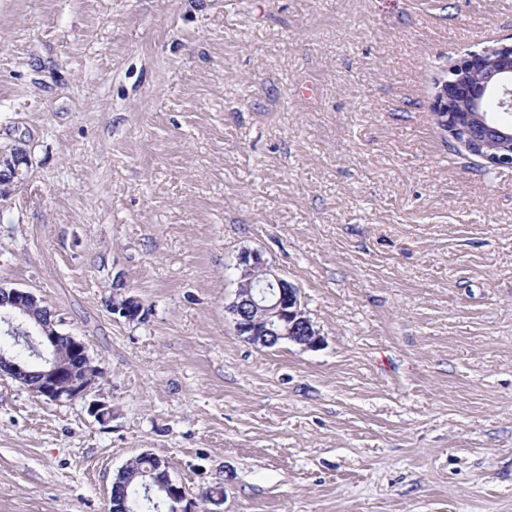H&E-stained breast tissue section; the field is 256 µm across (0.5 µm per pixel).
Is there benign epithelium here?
<instances>
[{"instance_id": "benign-epithelium-1", "label": "benign epithelium", "mask_w": 512, "mask_h": 512, "mask_svg": "<svg viewBox=\"0 0 512 512\" xmlns=\"http://www.w3.org/2000/svg\"><path fill=\"white\" fill-rule=\"evenodd\" d=\"M511 110L512 43L468 54L438 81L431 103L435 121L452 144L496 167H512V124L499 116ZM30 166L25 148H0L1 198L26 181ZM237 270L229 310L238 333L267 348L282 341L310 350L322 346L324 338L307 316L299 289L275 273L261 252L241 257ZM110 310L128 321L144 316L142 303L132 296L114 300ZM0 323L5 335L19 325L37 341L34 358L42 370L32 392L55 403L83 400L89 414L100 421L112 415V407L92 398L95 386L79 377L78 365L90 359L86 345L58 330V321L34 293L0 285ZM62 335L69 337L63 354L58 352Z\"/></svg>"}]
</instances>
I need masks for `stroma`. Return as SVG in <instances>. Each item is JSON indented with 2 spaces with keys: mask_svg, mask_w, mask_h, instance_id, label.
<instances>
[{
  "mask_svg": "<svg viewBox=\"0 0 512 512\" xmlns=\"http://www.w3.org/2000/svg\"><path fill=\"white\" fill-rule=\"evenodd\" d=\"M510 40L512 0H0V285L112 408L0 376V512H108L144 452L221 512H512V168L429 110ZM253 250L320 348L237 333ZM31 166L28 151L13 145L0 148V197H8L15 187L22 185ZM110 310L112 314H118L128 321H135L140 317L143 319L144 316L142 303L132 296L114 299L112 304H110Z\"/></svg>",
  "mask_w": 512,
  "mask_h": 512,
  "instance_id": "1",
  "label": "stroma"
}]
</instances>
